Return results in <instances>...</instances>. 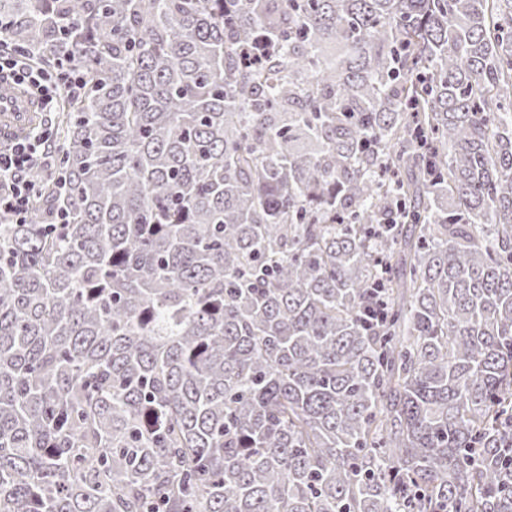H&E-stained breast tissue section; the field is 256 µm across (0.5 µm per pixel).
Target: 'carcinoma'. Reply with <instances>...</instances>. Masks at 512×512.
Listing matches in <instances>:
<instances>
[{
    "instance_id": "obj_1",
    "label": "carcinoma",
    "mask_w": 512,
    "mask_h": 512,
    "mask_svg": "<svg viewBox=\"0 0 512 512\" xmlns=\"http://www.w3.org/2000/svg\"><path fill=\"white\" fill-rule=\"evenodd\" d=\"M0 20L85 80L0 224V512H512V0Z\"/></svg>"
}]
</instances>
